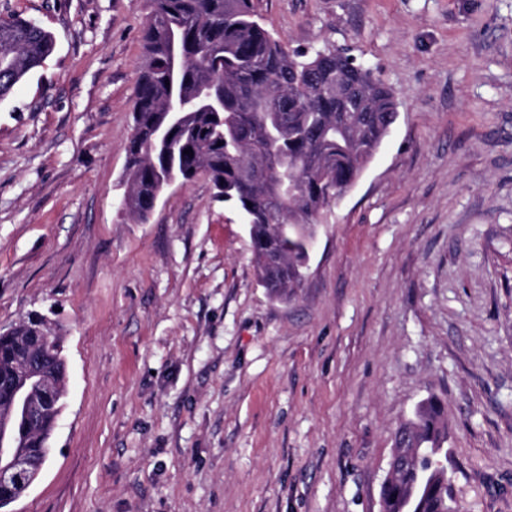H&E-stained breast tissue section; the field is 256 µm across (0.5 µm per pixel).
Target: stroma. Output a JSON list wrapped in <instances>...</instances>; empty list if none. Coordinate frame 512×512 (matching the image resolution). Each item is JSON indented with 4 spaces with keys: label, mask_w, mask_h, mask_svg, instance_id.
Returning a JSON list of instances; mask_svg holds the SVG:
<instances>
[{
    "label": "stroma",
    "mask_w": 512,
    "mask_h": 512,
    "mask_svg": "<svg viewBox=\"0 0 512 512\" xmlns=\"http://www.w3.org/2000/svg\"><path fill=\"white\" fill-rule=\"evenodd\" d=\"M253 3L397 98L288 301L207 177L123 209L144 0H0L56 40L0 99V327L46 314L67 363L13 512H380L430 396L461 512H512V0Z\"/></svg>",
    "instance_id": "1"
}]
</instances>
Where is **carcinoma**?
<instances>
[{"instance_id":"carcinoma-1","label":"carcinoma","mask_w":512,"mask_h":512,"mask_svg":"<svg viewBox=\"0 0 512 512\" xmlns=\"http://www.w3.org/2000/svg\"><path fill=\"white\" fill-rule=\"evenodd\" d=\"M144 63L132 104L125 209L140 220L177 181L204 174L215 196L249 224L259 282L276 299L299 287L317 215L352 187L387 136L395 93L369 66L325 45L289 50L259 23L253 0H148ZM181 56L171 64V41ZM52 35L16 18L0 19V97L54 50ZM211 93L214 112L199 105ZM167 134L157 138V131ZM190 149L193 155L184 150ZM47 330L33 314L0 333V415L23 364L51 374L38 422L14 414L9 436L32 456L51 455L42 436L66 399L61 339L32 340ZM444 404L431 397L395 435L399 469L382 491L383 512H449L459 508L448 482Z\"/></svg>"}]
</instances>
